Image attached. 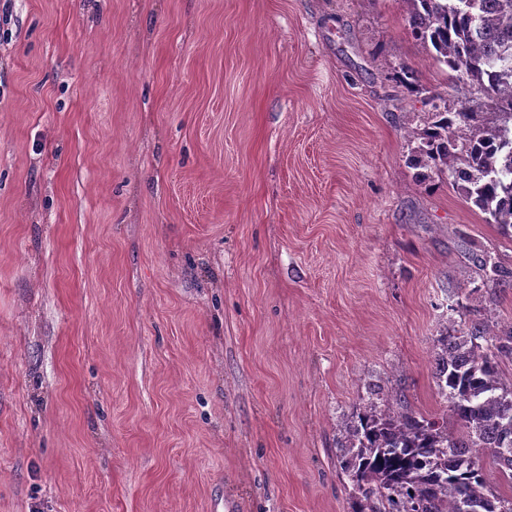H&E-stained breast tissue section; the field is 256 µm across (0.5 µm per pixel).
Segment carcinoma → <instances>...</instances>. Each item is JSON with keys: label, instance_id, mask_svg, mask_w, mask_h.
Segmentation results:
<instances>
[{"label": "carcinoma", "instance_id": "obj_1", "mask_svg": "<svg viewBox=\"0 0 512 512\" xmlns=\"http://www.w3.org/2000/svg\"><path fill=\"white\" fill-rule=\"evenodd\" d=\"M414 37L439 63L468 81L501 118L429 100L417 163L454 177L468 201L512 237V0H405ZM483 280L512 281V270L486 256ZM434 378L460 433L448 420L422 416L402 395L370 390L367 403L340 425L341 470L351 482L352 512H512V497L491 486L480 451L512 483V327L491 333L473 321L440 339Z\"/></svg>", "mask_w": 512, "mask_h": 512}]
</instances>
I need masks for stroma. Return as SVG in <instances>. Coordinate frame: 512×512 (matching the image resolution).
Wrapping results in <instances>:
<instances>
[{
    "label": "stroma",
    "instance_id": "obj_1",
    "mask_svg": "<svg viewBox=\"0 0 512 512\" xmlns=\"http://www.w3.org/2000/svg\"><path fill=\"white\" fill-rule=\"evenodd\" d=\"M433 95L402 0H0V512H350L370 387L448 418L512 237L413 163ZM478 262L481 267L479 270L483 273V280L487 283L491 282L495 288L509 284L512 281V270L504 268L496 261H492L490 256L481 257Z\"/></svg>",
    "mask_w": 512,
    "mask_h": 512
}]
</instances>
